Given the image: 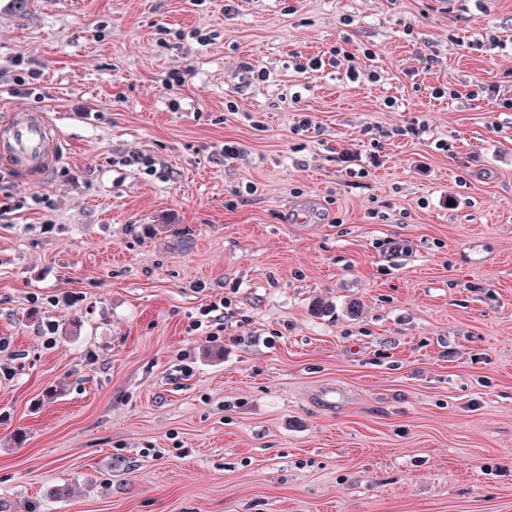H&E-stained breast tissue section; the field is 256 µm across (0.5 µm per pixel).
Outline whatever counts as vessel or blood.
I'll use <instances>...</instances> for the list:
<instances>
[{
  "label": "vessel or blood",
  "instance_id": "obj_1",
  "mask_svg": "<svg viewBox=\"0 0 512 512\" xmlns=\"http://www.w3.org/2000/svg\"><path fill=\"white\" fill-rule=\"evenodd\" d=\"M61 149V136L41 109L16 108L8 123L0 126V163L12 167L28 181L45 179L57 163Z\"/></svg>",
  "mask_w": 512,
  "mask_h": 512
}]
</instances>
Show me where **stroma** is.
Masks as SVG:
<instances>
[{"mask_svg":"<svg viewBox=\"0 0 512 512\" xmlns=\"http://www.w3.org/2000/svg\"><path fill=\"white\" fill-rule=\"evenodd\" d=\"M163 26L208 40L166 50ZM497 40L512 0L0 15V121L20 58L62 138L43 182L0 165L22 204L0 221V512H512V112L431 96L512 85ZM336 44L375 49L381 81L295 72ZM183 67L175 109L162 81ZM414 119L428 131L384 140L369 176L339 162L366 124ZM132 152L160 176L121 165Z\"/></svg>","mask_w":512,"mask_h":512,"instance_id":"35a3bbf8","label":"stroma"}]
</instances>
